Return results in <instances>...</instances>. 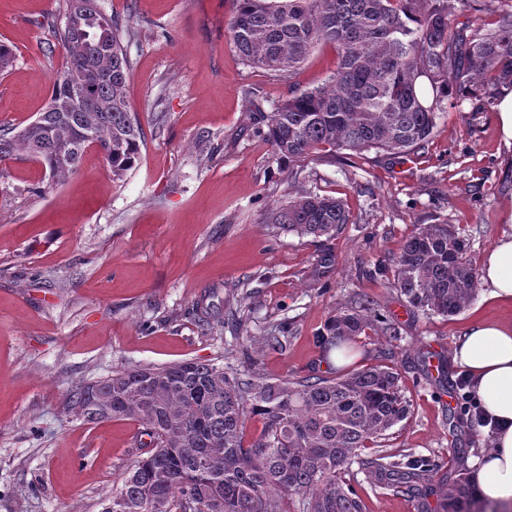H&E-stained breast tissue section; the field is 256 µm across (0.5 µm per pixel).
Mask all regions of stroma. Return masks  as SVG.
I'll return each instance as SVG.
<instances>
[{"mask_svg": "<svg viewBox=\"0 0 512 512\" xmlns=\"http://www.w3.org/2000/svg\"><path fill=\"white\" fill-rule=\"evenodd\" d=\"M101 4L130 31L127 97L145 141L118 181L94 147L61 184L29 160L0 163V512H101L143 455L138 422L76 418L75 383L187 360L245 379L333 377L320 337L337 308L362 300L381 322L357 337L350 366L394 368L411 413L360 451L349 479L366 512H419L418 498L381 487L371 462L416 463L439 481L469 473L491 431L461 409L465 374L450 352L471 320L511 322L512 308L484 302L480 287L453 317L423 314L390 268L428 224L455 225L474 264L512 232V147L494 106H445L410 155L339 150L288 164L263 116L323 84L332 47L274 77L236 55L231 0ZM58 7L0 0V42L15 53L0 76V124L25 125L47 105L63 62ZM303 190L341 198L352 224L315 239L268 223ZM431 353L438 369L423 362Z\"/></svg>", "mask_w": 512, "mask_h": 512, "instance_id": "obj_1", "label": "stroma"}]
</instances>
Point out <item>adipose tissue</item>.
<instances>
[{
  "label": "adipose tissue",
  "mask_w": 512,
  "mask_h": 512,
  "mask_svg": "<svg viewBox=\"0 0 512 512\" xmlns=\"http://www.w3.org/2000/svg\"><path fill=\"white\" fill-rule=\"evenodd\" d=\"M480 279L487 298L512 305V233L482 256ZM452 361L468 373L483 413L496 425L489 447L470 464L480 503L512 512V322H469L452 349Z\"/></svg>",
  "instance_id": "1"
}]
</instances>
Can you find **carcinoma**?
I'll return each mask as SVG.
<instances>
[{
  "label": "carcinoma",
  "mask_w": 512,
  "mask_h": 512,
  "mask_svg": "<svg viewBox=\"0 0 512 512\" xmlns=\"http://www.w3.org/2000/svg\"><path fill=\"white\" fill-rule=\"evenodd\" d=\"M55 38L66 53L49 102L17 128H0V162L36 159L54 181L77 171L96 146L121 180L141 159L144 133L125 95L130 62L122 21L99 0H61ZM462 26L470 0H232L230 40L240 59L291 77L320 46L336 69L270 113L266 138L281 161L314 153H413L428 143L443 98L489 103L512 88V5ZM429 83L432 95L423 92ZM270 224L315 239L352 221L342 199L303 192L273 207ZM449 224H429L402 244L393 282L426 314L452 317L473 298L478 273ZM366 304L336 310L334 346L373 327ZM87 424L130 419L147 455L134 461L101 512H365L346 475L358 451L406 420L410 405L393 369L373 366L333 379L242 381L212 363L118 369L71 387ZM261 424L247 436V422ZM383 485L424 500L418 467L373 461ZM440 512H486L460 473L445 481Z\"/></svg>",
  "instance_id": "obj_1"
}]
</instances>
